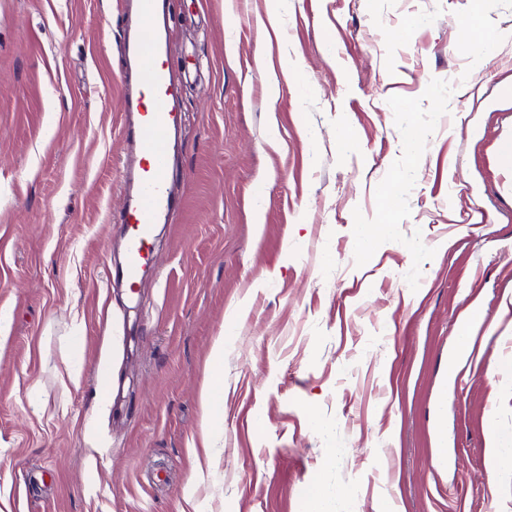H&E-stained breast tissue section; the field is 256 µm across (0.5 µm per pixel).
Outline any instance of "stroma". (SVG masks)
<instances>
[{
    "instance_id": "obj_1",
    "label": "stroma",
    "mask_w": 512,
    "mask_h": 512,
    "mask_svg": "<svg viewBox=\"0 0 512 512\" xmlns=\"http://www.w3.org/2000/svg\"><path fill=\"white\" fill-rule=\"evenodd\" d=\"M133 3L0 0V512H512V0H169L183 205L132 290ZM213 375L209 389L202 393L203 426L207 430L218 414L216 396L222 389V364L224 362V340L217 338L212 349ZM510 440H504L494 433H490L487 448H488V464L495 468L504 460L510 459L512 448ZM342 495L327 491L321 483H314L308 490L306 512H342Z\"/></svg>"
}]
</instances>
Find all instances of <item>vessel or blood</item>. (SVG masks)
<instances>
[{
	"instance_id": "vessel-or-blood-1",
	"label": "vessel or blood",
	"mask_w": 512,
	"mask_h": 512,
	"mask_svg": "<svg viewBox=\"0 0 512 512\" xmlns=\"http://www.w3.org/2000/svg\"><path fill=\"white\" fill-rule=\"evenodd\" d=\"M125 43L124 108L144 131L128 129L138 165L132 173L123 222L127 255L119 274L129 284L141 280L148 260L154 225L167 220L177 199L170 186L172 136L180 123V91L164 60L165 0H138Z\"/></svg>"
}]
</instances>
